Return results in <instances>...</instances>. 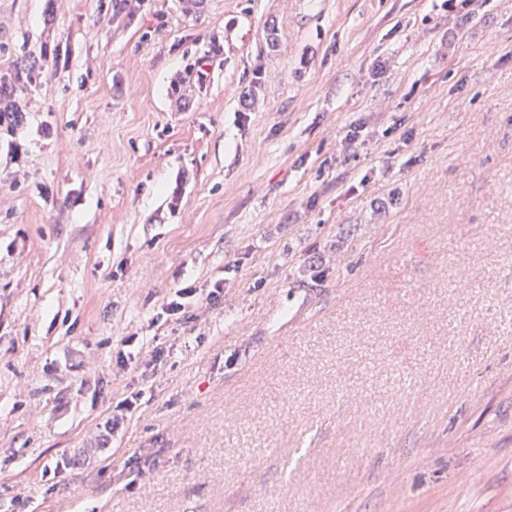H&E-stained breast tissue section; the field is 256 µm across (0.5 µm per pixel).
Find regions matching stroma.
<instances>
[{"label":"stroma","instance_id":"stroma-1","mask_svg":"<svg viewBox=\"0 0 512 512\" xmlns=\"http://www.w3.org/2000/svg\"><path fill=\"white\" fill-rule=\"evenodd\" d=\"M1 82L0 512H512V0H0ZM200 290V288H196L193 285L177 289L174 296L165 304L164 310L166 314L170 316L171 319L178 321L186 305L182 300L194 297Z\"/></svg>","mask_w":512,"mask_h":512}]
</instances>
